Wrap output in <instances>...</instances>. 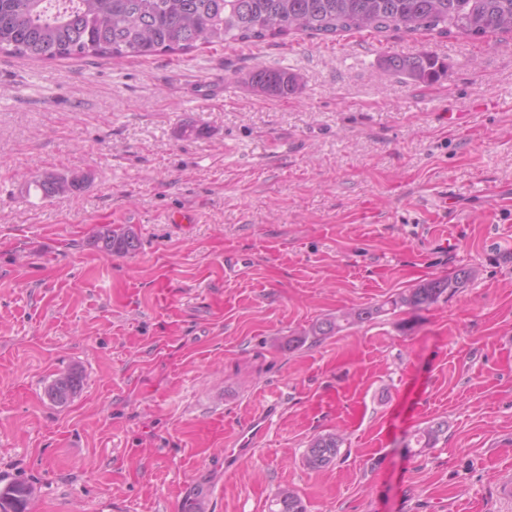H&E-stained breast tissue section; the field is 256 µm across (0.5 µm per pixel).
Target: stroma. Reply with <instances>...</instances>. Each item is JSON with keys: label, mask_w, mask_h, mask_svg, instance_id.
I'll return each instance as SVG.
<instances>
[{"label": "stroma", "mask_w": 512, "mask_h": 512, "mask_svg": "<svg viewBox=\"0 0 512 512\" xmlns=\"http://www.w3.org/2000/svg\"><path fill=\"white\" fill-rule=\"evenodd\" d=\"M422 49L448 65L436 83L383 64ZM259 67L297 91L261 96ZM45 171L89 181L46 199L31 182ZM112 224L138 234L135 253L98 248ZM462 267L472 279L428 308L306 338ZM71 371L77 392L54 404L48 385ZM267 411L225 474V449ZM214 417L220 445L195 433ZM434 421L447 430L418 452ZM329 432L344 437L335 463L308 469ZM507 480L512 32L294 35L112 63L0 54V487L30 484L26 512H171L179 494L268 512L284 487L307 512H512ZM249 82L256 92L276 98L293 94L297 84L296 77L288 71L271 68H258L252 71ZM271 414H261L250 421L240 437L239 447H250L261 438L269 427ZM445 426L446 423L444 421H437L417 430L413 436L417 448H434L440 436L444 433Z\"/></svg>", "instance_id": "obj_1"}]
</instances>
